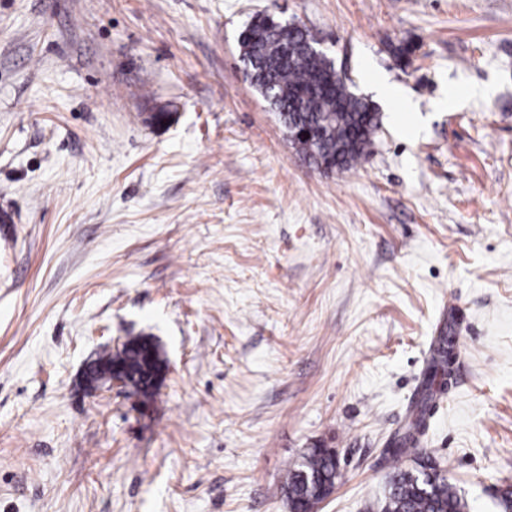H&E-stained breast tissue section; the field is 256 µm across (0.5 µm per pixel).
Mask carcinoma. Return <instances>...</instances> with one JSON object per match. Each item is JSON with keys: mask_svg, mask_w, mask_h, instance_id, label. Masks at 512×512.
I'll return each instance as SVG.
<instances>
[{"mask_svg": "<svg viewBox=\"0 0 512 512\" xmlns=\"http://www.w3.org/2000/svg\"><path fill=\"white\" fill-rule=\"evenodd\" d=\"M275 19L273 14L259 13L239 35L251 85L278 113L285 130L308 132L307 139L301 135L291 140L303 160L327 171L354 167L368 154L378 129L374 106L349 90L327 56L309 52L313 35L308 29L280 28ZM152 343H156L153 337L137 335L127 338L116 353L104 349L96 354L95 371L104 375L112 370V363L119 362L133 389L150 399L158 388L155 374L147 369ZM447 361L448 340L441 336L430 354L432 379L445 375ZM422 430L419 413L393 449L395 460L411 458L414 467H394L377 502L378 512H468L466 500L445 476H430L436 471L435 461L418 454L415 447ZM338 477L334 451L307 449L283 486L290 512H313Z\"/></svg>", "mask_w": 512, "mask_h": 512, "instance_id": "obj_1", "label": "carcinoma"}]
</instances>
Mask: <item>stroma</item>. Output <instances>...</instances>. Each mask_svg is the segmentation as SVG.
<instances>
[{
	"instance_id": "1",
	"label": "stroma",
	"mask_w": 512,
	"mask_h": 512,
	"mask_svg": "<svg viewBox=\"0 0 512 512\" xmlns=\"http://www.w3.org/2000/svg\"><path fill=\"white\" fill-rule=\"evenodd\" d=\"M263 11L375 101L354 168L302 160L247 79ZM139 333L167 359L154 400L86 391L89 356ZM439 336L420 449L499 512L512 0H0V512H289L315 446L340 472L316 512H369ZM448 361V340L445 336H440L433 344L430 354V369L432 381L427 387L426 399L431 400L434 396L433 384L439 375L444 376L446 373V364Z\"/></svg>"
}]
</instances>
